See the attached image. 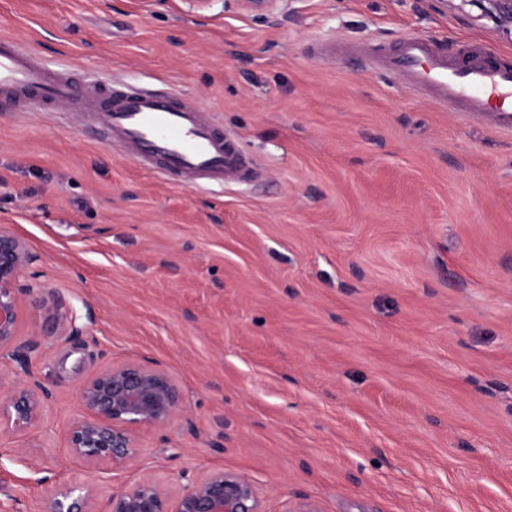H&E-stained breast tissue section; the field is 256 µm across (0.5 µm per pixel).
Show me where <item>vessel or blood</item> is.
I'll use <instances>...</instances> for the list:
<instances>
[{"mask_svg":"<svg viewBox=\"0 0 512 512\" xmlns=\"http://www.w3.org/2000/svg\"><path fill=\"white\" fill-rule=\"evenodd\" d=\"M373 66L402 77L428 93L439 107L468 115L493 113L512 130V64L470 52L462 65L427 41L406 36L399 49L373 59ZM16 112L66 108L91 116L110 131L129 157L157 170L168 181L198 186L251 178L241 151L204 116L202 107L174 89L79 84L68 70H52L10 36H0V105Z\"/></svg>","mask_w":512,"mask_h":512,"instance_id":"1","label":"vessel or blood"}]
</instances>
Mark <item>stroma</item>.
<instances>
[{"label":"stroma","instance_id":"stroma-1","mask_svg":"<svg viewBox=\"0 0 512 512\" xmlns=\"http://www.w3.org/2000/svg\"><path fill=\"white\" fill-rule=\"evenodd\" d=\"M409 34L512 60L432 0H0V35L176 88L261 170L178 187L81 114L0 112V224L39 256L19 332L53 392L0 433V512L135 479L66 440L82 384L128 361L181 389L186 418L139 434L172 486L224 468L264 512H512V130L364 70Z\"/></svg>","mask_w":512,"mask_h":512}]
</instances>
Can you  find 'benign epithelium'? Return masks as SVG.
<instances>
[{"label":"benign epithelium","instance_id":"7a95c632","mask_svg":"<svg viewBox=\"0 0 512 512\" xmlns=\"http://www.w3.org/2000/svg\"><path fill=\"white\" fill-rule=\"evenodd\" d=\"M440 10L491 25L512 39V0H433ZM37 261L25 240L7 224L0 225V385L8 387L0 400V431L29 434L38 427L51 390L26 368L30 354L40 346L31 335H19L22 297L30 291L23 272ZM58 335L73 329V316L53 304L44 306ZM23 367V372L13 364ZM81 415L67 427L71 454L88 463L110 461L137 469L143 449L137 433L144 428L164 429L184 413L174 377L164 369L138 362L112 363L89 377L78 393ZM40 512H263L250 479L223 469L183 484L171 495L164 483L144 473L133 484L112 493L97 509L96 497L86 484L55 487Z\"/></svg>","mask_w":512,"mask_h":512}]
</instances>
